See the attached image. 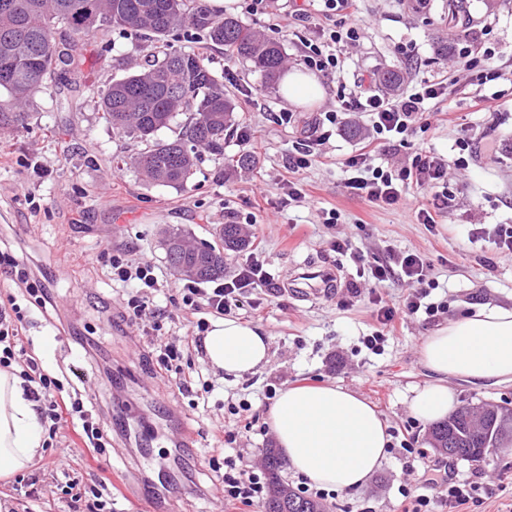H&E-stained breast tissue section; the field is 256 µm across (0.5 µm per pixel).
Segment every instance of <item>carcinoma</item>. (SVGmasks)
I'll use <instances>...</instances> for the list:
<instances>
[{"mask_svg": "<svg viewBox=\"0 0 512 512\" xmlns=\"http://www.w3.org/2000/svg\"><path fill=\"white\" fill-rule=\"evenodd\" d=\"M63 23L78 37L101 28H121L154 45L177 29H193L224 46V55L242 59L261 76L259 90H276L286 57L283 45L243 25L233 16L211 14L196 0H0V128L24 127L28 113L20 111L46 90L60 65L75 58L56 45L53 29ZM104 119L118 140L139 139L147 150L130 158V165L149 180L183 189L195 173L199 150L224 154V140L235 126V106L224 95V83L200 53L171 48L163 59H149L142 68L116 80L103 93ZM186 119L176 124L180 115ZM177 125L175 136L157 133ZM165 256L173 272L196 269L194 279L224 276L221 253L244 248L247 240L237 224H226L218 242L190 243L183 231L166 232ZM485 429H471L470 407L457 409L431 427L433 447L450 457L476 462L490 448L512 440V409L485 406ZM268 494L263 512H325V506L288 488L282 478L286 463L274 448L264 452Z\"/></svg>", "mask_w": 512, "mask_h": 512, "instance_id": "obj_1", "label": "carcinoma"}]
</instances>
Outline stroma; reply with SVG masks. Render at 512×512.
<instances>
[{
    "instance_id": "35a3bbf8",
    "label": "stroma",
    "mask_w": 512,
    "mask_h": 512,
    "mask_svg": "<svg viewBox=\"0 0 512 512\" xmlns=\"http://www.w3.org/2000/svg\"><path fill=\"white\" fill-rule=\"evenodd\" d=\"M218 16L239 20L268 38L281 41L287 65H302L296 42L280 30L292 0H274L267 14L238 12L234 0H204ZM471 21L448 22V0H361L348 24L366 35L347 54L337 79L321 78L323 97L311 108L290 107L281 92L259 91L260 76L241 61L225 57L224 48L203 36L173 32L174 48L203 53L236 106L238 125L251 130L255 164L230 167L243 152L226 139L220 156L204 155L187 188L177 190L148 181L130 167L131 155L143 151L136 139L116 140L102 117L100 96L129 68L145 61L141 41L118 29L91 32L75 40V65L61 68L48 90L27 107L26 127L0 129V247L27 256L32 266L52 269L56 305L33 310L27 336L29 350L69 382L93 384L99 370H109L111 389L97 396L90 409L99 417L111 447L95 456L83 448L72 426L60 428L25 471L0 479V512H71L67 484L102 488L112 498V512H149L158 500L166 512H225L223 500L211 495L221 476L208 463L207 450L222 431L236 435L235 448L244 464L262 467L265 449L275 440L266 420L273 400L269 389L333 383L364 398L380 413L391 436L382 466L355 491H330L324 502L331 512H401L400 487L418 485L427 465L438 455L429 445V423L414 416L410 400L431 382L421 358L422 342L437 326L479 306L512 307V253L473 239L471 229L512 224V79L486 84L455 71L447 57L434 51L437 37L449 48L483 40L499 50L498 67L512 64V0H468ZM393 67L407 70L406 83L440 79L444 95L428 104L427 125L409 131L410 146L423 144L466 164L448 178L457 205L435 223H418L415 206L427 202L413 189L407 203L379 207L351 196L345 160L356 153L370 124L358 118L333 132L323 145V158L300 172L311 202L285 206L280 184L288 178V158L321 113L336 104V95L356 81H373ZM253 89V105L242 93ZM292 109V126L277 120ZM473 136L469 153L458 142ZM498 142V154L483 149L484 139ZM340 211L335 224L320 223L323 210ZM246 224L245 249L225 255V277L234 276L249 255H256L274 275L272 287L244 295L232 316L259 326L270 338V361L259 372L233 377L214 371L200 348L184 350L183 361L197 376L182 390L179 376L158 374L156 348L123 318L125 289L110 286L97 257L106 246L129 250L132 258L157 268L170 297H157L169 318L164 340L180 345L181 312L178 276L166 261L162 239L179 228L195 242H211L225 224ZM348 240L365 263L384 261L388 251H409L430 264L438 281L431 299L448 311L435 320L417 316L399 326L383 354H371L360 342L376 330L372 304L348 303L346 290L357 278L349 256L334 252L336 240ZM323 270L337 289L307 300L298 299L299 273ZM215 389L205 392L203 382ZM457 406L489 403L512 408V382L448 381ZM246 402L250 411L238 412ZM126 407L137 414L136 439L114 425V411ZM413 445L406 452L401 441ZM449 465L457 476L483 470L496 493L473 512H512V451L490 449L483 461L457 458Z\"/></svg>"
}]
</instances>
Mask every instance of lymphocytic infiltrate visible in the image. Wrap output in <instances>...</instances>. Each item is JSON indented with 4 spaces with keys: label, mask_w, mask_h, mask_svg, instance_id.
Masks as SVG:
<instances>
[{
    "label": "lymphocytic infiltrate",
    "mask_w": 512,
    "mask_h": 512,
    "mask_svg": "<svg viewBox=\"0 0 512 512\" xmlns=\"http://www.w3.org/2000/svg\"><path fill=\"white\" fill-rule=\"evenodd\" d=\"M320 2L314 36L302 35L298 41L305 66L329 76L342 71V47L358 42L364 30L357 26L344 27L334 20L336 13H351L354 0ZM496 53L495 47L476 41L459 48L453 63L458 70L471 73L478 82L493 81L500 76L499 70L489 65ZM443 89L442 81L423 80L385 96L371 92L357 82L348 93L338 97L336 106L324 114L330 125L343 127L357 112L368 113L372 118L371 130L363 146L358 154L345 162L350 173L347 186L351 195L378 206H393L406 199L409 186L421 187L431 195L429 204L415 210L416 219L421 224L434 223L436 216L452 207L456 195L450 190L445 175L449 166H462V159L451 160L434 150L419 148L411 166L397 171L371 163L373 154L380 148L408 147L407 134L424 112L425 102L442 96ZM99 258L112 281L130 288L124 301L127 319L142 321L145 335L160 338L165 313L151 308L155 294L161 290L155 266L130 258L126 251L108 247L101 251ZM427 269V263L415 253L393 254L382 264L358 268V276L374 285L394 278L402 279L408 285L396 307L385 304L374 290L364 292L356 286L350 288L351 297H367L377 307L380 328L363 337L362 343L367 350L375 354L383 350L396 319L420 313L432 318L444 310V303L428 299ZM0 274L17 289L16 294L8 295L6 302L0 304V369L9 370L14 365H21V376L37 404L41 420L50 422L55 431L62 422H77L85 446L96 453H104L108 436L86 409L84 395L76 389L65 390L63 381L44 367L41 360L28 356L24 346L28 307L34 304L43 308L53 304L49 287L23 257L9 249H0ZM272 280V274L254 257L248 259L234 277L214 282L211 287H200L193 280L181 283V310L186 328L184 343L202 342L209 330L206 314L231 312L238 307L248 289L270 285ZM209 462L224 466V479L215 492L226 503L252 508L261 502L267 492L265 478L257 470L244 466L240 456L226 453L224 447L215 448ZM422 484L424 493L418 494L408 488L401 491L402 497L410 501V512H460L462 506L480 502L483 496L494 493L492 484L484 481L481 473L454 478L449 475L447 464L441 461L427 467Z\"/></svg>",
    "instance_id": "1"
}]
</instances>
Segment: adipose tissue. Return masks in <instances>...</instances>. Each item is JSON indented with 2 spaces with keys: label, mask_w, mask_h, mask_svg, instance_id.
I'll list each match as a JSON object with an SVG mask.
<instances>
[{
  "label": "adipose tissue",
  "mask_w": 512,
  "mask_h": 512,
  "mask_svg": "<svg viewBox=\"0 0 512 512\" xmlns=\"http://www.w3.org/2000/svg\"><path fill=\"white\" fill-rule=\"evenodd\" d=\"M210 366L240 377L268 364L270 341L258 326L234 318L213 323L203 339ZM422 361L433 380L410 401L419 419L435 422L455 408L449 379L512 381V308L482 306L439 326L423 342ZM18 373L0 370V476L28 469L43 434ZM290 470L325 489L352 491L381 466L390 442L375 408L334 385L289 387L267 412Z\"/></svg>",
  "instance_id": "obj_1"
}]
</instances>
